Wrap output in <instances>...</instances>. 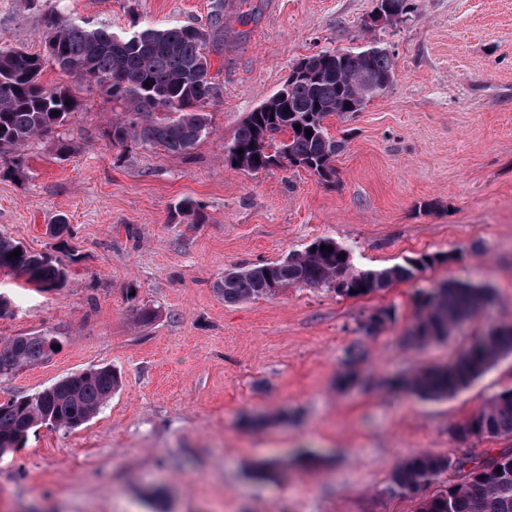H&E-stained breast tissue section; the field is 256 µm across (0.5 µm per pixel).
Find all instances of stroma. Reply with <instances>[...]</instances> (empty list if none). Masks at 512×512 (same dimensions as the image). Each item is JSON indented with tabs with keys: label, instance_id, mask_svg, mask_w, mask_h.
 <instances>
[{
	"label": "stroma",
	"instance_id": "obj_1",
	"mask_svg": "<svg viewBox=\"0 0 512 512\" xmlns=\"http://www.w3.org/2000/svg\"><path fill=\"white\" fill-rule=\"evenodd\" d=\"M78 17L207 26L214 0H61ZM377 0H224L220 96L190 153L106 135L122 105L48 69L83 107L35 141L20 175H0V236L67 263L64 287L0 273L12 313L0 337L38 333L57 349L0 378V401L91 367L119 387L89 423L39 426L0 456L9 512H415L391 489L397 465L512 448V437L457 438L453 426L512 389V355L468 387L425 399L391 380L450 364L487 329L512 324V0H409L402 21L370 25ZM36 8L0 0V37L41 48ZM386 45L392 84L349 118L336 179L303 169H231L224 146L300 59ZM203 203L201 224L177 216ZM65 217L59 237L47 228ZM330 237L355 269L423 254L413 279L348 297L292 286L225 302V274L276 262ZM453 282L493 300L443 340L408 342L419 298ZM153 310L150 323L141 308ZM390 312L377 331L370 317Z\"/></svg>",
	"mask_w": 512,
	"mask_h": 512
}]
</instances>
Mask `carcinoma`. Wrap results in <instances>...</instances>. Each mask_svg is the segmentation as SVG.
I'll list each match as a JSON object with an SVG mask.
<instances>
[{
    "label": "carcinoma",
    "instance_id": "1",
    "mask_svg": "<svg viewBox=\"0 0 512 512\" xmlns=\"http://www.w3.org/2000/svg\"><path fill=\"white\" fill-rule=\"evenodd\" d=\"M45 38L54 53L43 56L0 38V154L13 156L6 173L20 170L21 151L32 141L57 135L81 109L62 86L49 87L43 72H62L99 86L126 105L129 115L107 130L115 146L129 142L187 154L210 133L205 108L214 105L219 87L210 55L224 43V2L217 0L210 28L169 24L116 31L89 17L71 18L47 2ZM395 62L388 49L373 43L357 51H322L294 65L282 87L249 113L233 140L224 146L228 165L259 172L273 166L302 168L326 182L336 177L342 142L329 135L327 118L358 112L392 83ZM301 126L296 130L295 126ZM311 130L307 135L305 130ZM243 150L237 154V150ZM333 251H323L321 246ZM21 250V255L9 254ZM434 262L424 255L405 265L356 273L350 252L331 238H320L301 253L277 262L232 270L219 285L224 301L273 297L292 286L346 287L345 295L380 292L413 278ZM43 287L60 288L68 270L49 254L33 253L0 237V272ZM491 300L488 288L447 283L419 299L417 319L407 332L422 345L448 337L452 327L476 315ZM53 351V338L21 334L0 340V377L42 362ZM512 353V325L489 328L482 339L444 368L416 372L394 386L423 398H442L466 386L502 356ZM118 378L107 367L66 376L32 395L0 403V457L22 443L37 426L74 429L94 418L112 398ZM459 438L512 437V390L492 399L453 428ZM452 470L454 479L441 492H421L435 477ZM392 490L418 500L416 512H512V448L480 460L455 461L418 454L393 472Z\"/></svg>",
    "mask_w": 512,
    "mask_h": 512
}]
</instances>
